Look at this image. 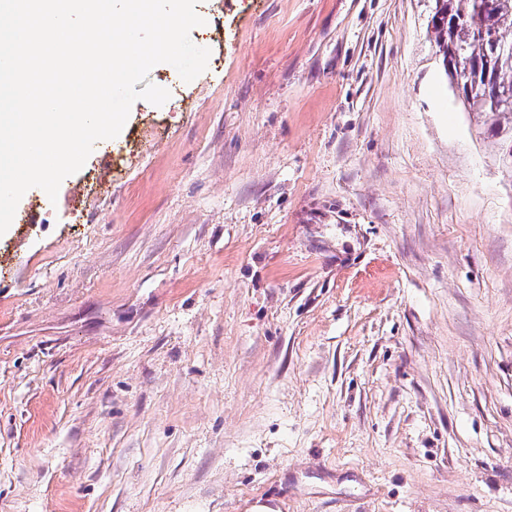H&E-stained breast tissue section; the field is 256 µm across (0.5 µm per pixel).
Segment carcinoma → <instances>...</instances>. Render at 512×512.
Wrapping results in <instances>:
<instances>
[{"label":"carcinoma","mask_w":512,"mask_h":512,"mask_svg":"<svg viewBox=\"0 0 512 512\" xmlns=\"http://www.w3.org/2000/svg\"><path fill=\"white\" fill-rule=\"evenodd\" d=\"M512 0H441L432 17L434 42L445 74L464 110L491 121L493 153L512 182Z\"/></svg>","instance_id":"carcinoma-1"}]
</instances>
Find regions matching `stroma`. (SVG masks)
Returning <instances> with one entry per match:
<instances>
[{
	"label": "stroma",
	"instance_id": "obj_1",
	"mask_svg": "<svg viewBox=\"0 0 512 512\" xmlns=\"http://www.w3.org/2000/svg\"><path fill=\"white\" fill-rule=\"evenodd\" d=\"M435 7L198 0L206 71L23 195L0 512H512V184Z\"/></svg>",
	"mask_w": 512,
	"mask_h": 512
}]
</instances>
